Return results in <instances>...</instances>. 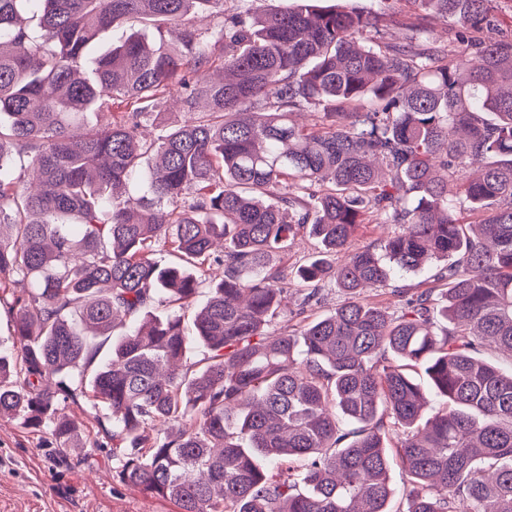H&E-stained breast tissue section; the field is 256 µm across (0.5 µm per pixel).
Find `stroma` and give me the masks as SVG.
Here are the masks:
<instances>
[{
  "label": "stroma",
  "instance_id": "1",
  "mask_svg": "<svg viewBox=\"0 0 512 512\" xmlns=\"http://www.w3.org/2000/svg\"><path fill=\"white\" fill-rule=\"evenodd\" d=\"M380 15L396 12L392 37L401 38L407 26L425 25L451 38L452 23L407 0H355ZM111 448L61 450L47 436L22 428L16 420L0 418V512H175L166 502L112 480Z\"/></svg>",
  "mask_w": 512,
  "mask_h": 512
}]
</instances>
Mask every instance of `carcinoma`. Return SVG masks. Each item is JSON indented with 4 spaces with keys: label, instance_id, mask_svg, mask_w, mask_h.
Listing matches in <instances>:
<instances>
[{
    "label": "carcinoma",
    "instance_id": "obj_1",
    "mask_svg": "<svg viewBox=\"0 0 512 512\" xmlns=\"http://www.w3.org/2000/svg\"><path fill=\"white\" fill-rule=\"evenodd\" d=\"M31 2L0 0L17 347L0 350V417L77 448L61 407L106 408L87 444L111 441L112 479L178 512H394L393 459L406 512H512V368L480 357L512 363V36L479 37L494 0H409L452 20L449 45L420 25L373 37L379 17L344 0L256 17L250 0H38L37 32ZM129 22L176 40L132 36L84 74ZM173 88L187 119L146 136ZM370 217L396 230L354 246ZM302 234L319 254L290 271ZM329 282L345 299L313 317ZM132 34L144 35L147 43L150 45L159 43L160 36L153 29L145 30L140 25L131 22L115 26L101 34L98 47L92 51L82 63L83 71L87 74L91 73L92 61L98 51L112 45V43H118L121 39Z\"/></svg>",
    "mask_w": 512,
    "mask_h": 512
}]
</instances>
